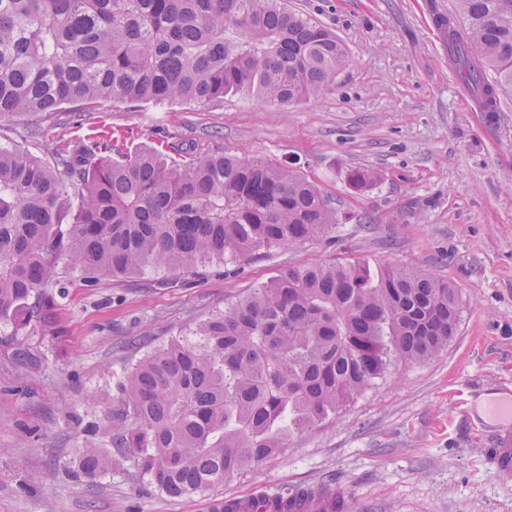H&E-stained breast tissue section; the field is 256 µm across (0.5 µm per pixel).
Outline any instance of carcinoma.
Wrapping results in <instances>:
<instances>
[{"label":"carcinoma","instance_id":"cac0c4a2","mask_svg":"<svg viewBox=\"0 0 512 512\" xmlns=\"http://www.w3.org/2000/svg\"><path fill=\"white\" fill-rule=\"evenodd\" d=\"M448 63L489 112L512 93V0L432 6ZM335 33L287 0H0V122L104 102L216 105L229 94L288 105L318 98L349 65ZM126 153L92 140L53 164L0 146V323L45 317L65 295L58 264L100 277L198 269L336 230L302 172L224 154ZM379 175L350 171L357 192ZM81 191L73 208L71 190ZM459 322L457 291L428 270L359 261L289 265L268 283L112 375L109 440L78 471L133 459L171 497L209 490L288 447L395 363L425 361ZM24 373L44 365L24 344Z\"/></svg>","mask_w":512,"mask_h":512}]
</instances>
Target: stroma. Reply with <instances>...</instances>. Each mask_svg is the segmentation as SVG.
Masks as SVG:
<instances>
[{
	"instance_id": "35a3bbf8",
	"label": "stroma",
	"mask_w": 512,
	"mask_h": 512,
	"mask_svg": "<svg viewBox=\"0 0 512 512\" xmlns=\"http://www.w3.org/2000/svg\"><path fill=\"white\" fill-rule=\"evenodd\" d=\"M331 30L350 64L332 92L290 106L238 94L215 106L56 112L34 142L26 119L0 123V143L39 152L89 139L133 149L163 140L298 168L330 198L334 239L207 266L164 288L152 271L74 287L47 320L15 337L45 361L22 375L0 348V512H212L228 494L310 482L347 489L354 512H512V481L483 459L492 441L476 409L512 393V97L478 112L448 66L430 0H288ZM382 181L358 192L354 168ZM360 260L430 270L458 290L460 319L446 348L401 365L287 450L206 492H158L132 462L79 474L85 443L69 422L102 421L118 355L137 336L162 345L291 264Z\"/></svg>"
}]
</instances>
